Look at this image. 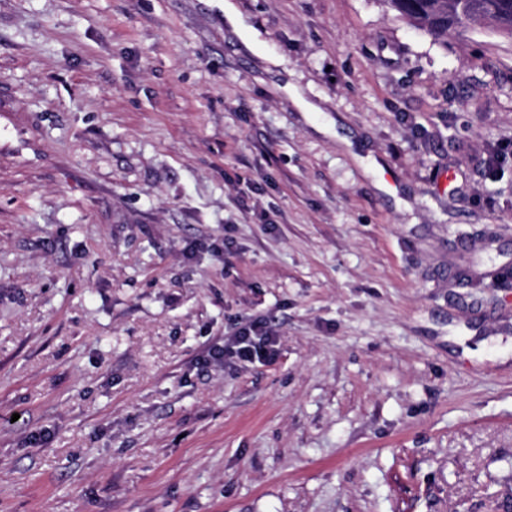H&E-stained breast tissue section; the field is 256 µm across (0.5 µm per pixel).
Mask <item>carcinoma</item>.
Listing matches in <instances>:
<instances>
[{
  "label": "carcinoma",
  "instance_id": "carcinoma-1",
  "mask_svg": "<svg viewBox=\"0 0 512 512\" xmlns=\"http://www.w3.org/2000/svg\"><path fill=\"white\" fill-rule=\"evenodd\" d=\"M413 28L445 41L461 30V20L474 14L489 19L512 36V0H386Z\"/></svg>",
  "mask_w": 512,
  "mask_h": 512
}]
</instances>
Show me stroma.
Returning <instances> with one entry per match:
<instances>
[{
    "label": "stroma",
    "mask_w": 512,
    "mask_h": 512,
    "mask_svg": "<svg viewBox=\"0 0 512 512\" xmlns=\"http://www.w3.org/2000/svg\"><path fill=\"white\" fill-rule=\"evenodd\" d=\"M232 2L0 0V512H512V37ZM274 346V336L265 324H253L239 329L225 341L224 347L215 349L210 357L216 361L226 358H237L247 362L270 361L276 355Z\"/></svg>",
    "instance_id": "obj_1"
}]
</instances>
